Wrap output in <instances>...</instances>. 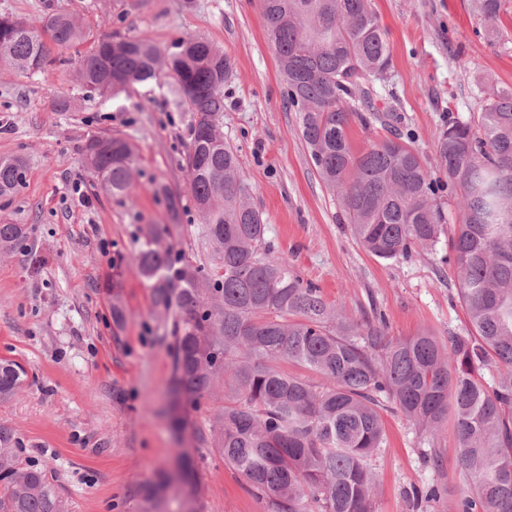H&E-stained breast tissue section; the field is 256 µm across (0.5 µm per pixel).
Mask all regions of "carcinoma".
<instances>
[{"label": "carcinoma", "mask_w": 512, "mask_h": 512, "mask_svg": "<svg viewBox=\"0 0 512 512\" xmlns=\"http://www.w3.org/2000/svg\"><path fill=\"white\" fill-rule=\"evenodd\" d=\"M269 40L300 114L301 135L326 186L337 197L360 246L383 259H407L448 232L441 192L460 196L449 240L468 327L443 342L426 329L407 338L385 324L359 323L328 303L284 259L272 256L263 213L237 152L224 141V52L192 36L162 51L139 37L99 39L79 55L78 75L91 93L116 97L172 77L175 101L192 112L183 169L219 266L180 264L150 224L136 260L155 308L175 310L173 393L194 404L224 382V406L196 432L269 512H376L368 461L386 442L381 415L391 403L420 431L452 423L466 476L459 512H512V87L495 90L481 112L452 119L436 149L431 177L401 117L373 104V81L391 63L388 35L370 0H260ZM502 0H479L494 23ZM90 37L73 13L57 8L34 25L0 17V63L50 72L53 51ZM358 100L363 109L351 107ZM380 124L388 136L356 148L349 128ZM92 184L128 192L134 157L119 136L83 147ZM25 162L0 157V198L21 192ZM24 224L0 222V254L27 240ZM286 361L301 374L283 371ZM495 372L487 382L484 371ZM27 370L0 359V401L23 385ZM15 431L0 427V512H67L54 478L19 456ZM173 476L145 487L154 512L168 484L198 496L193 460L179 453ZM442 489H414L416 507Z\"/></svg>", "instance_id": "cac0c4a2"}]
</instances>
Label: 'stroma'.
Listing matches in <instances>:
<instances>
[{
	"label": "stroma",
	"instance_id": "1",
	"mask_svg": "<svg viewBox=\"0 0 512 512\" xmlns=\"http://www.w3.org/2000/svg\"><path fill=\"white\" fill-rule=\"evenodd\" d=\"M50 4L77 15L96 38L145 37L166 51L194 36L223 50L231 62L224 138L239 156L274 255L352 319L382 315L389 335L426 328L444 340L464 331L447 243L383 261L353 237L311 161L298 113L285 104L260 0H0V15L35 23ZM371 7L392 53L374 85L376 104L399 113L433 165L449 118H467L493 88L512 87V0H502L495 39L478 0H371ZM62 57L46 77L0 65V156H20L27 169L22 191L0 199V218L28 229L25 245L0 256V358L28 372L23 388L0 402V425L52 473L70 512H141L142 488L161 470H175L183 448L195 460L201 512H267L244 478L194 437L218 400L187 408L185 432L174 431L172 319L154 307L134 260L146 226L165 220L167 201L155 191L164 183L180 201V222L163 245L179 259L216 267L181 167L192 114L165 86H138L114 99L88 93L77 50ZM105 135L123 137L134 153L123 196L95 188L82 162L83 144ZM36 255L43 262L35 270ZM114 276L115 291L105 286ZM116 294L126 314L120 326L112 321ZM382 417L387 444L369 461L377 512H413L408 491L431 485L447 492L427 512H455L463 478L452 426L426 445L400 411ZM430 447L439 466L423 459Z\"/></svg>",
	"mask_w": 512,
	"mask_h": 512
}]
</instances>
